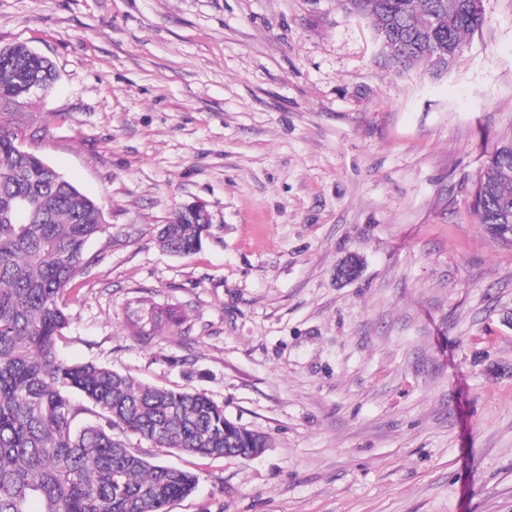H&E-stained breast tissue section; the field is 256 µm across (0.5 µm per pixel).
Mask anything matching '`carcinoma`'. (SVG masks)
Here are the masks:
<instances>
[{
	"label": "carcinoma",
	"instance_id": "cac0c4a2",
	"mask_svg": "<svg viewBox=\"0 0 512 512\" xmlns=\"http://www.w3.org/2000/svg\"><path fill=\"white\" fill-rule=\"evenodd\" d=\"M368 19L384 61L398 71L439 75L482 25L467 0H341ZM430 21L426 35L413 29ZM52 62L24 44L0 47V512H168L192 495L196 474L146 460L121 436L132 433L158 447L202 457L237 448L248 456L268 437L224 415L204 393L141 384L92 362L59 357L57 338L69 324L64 301L87 242L106 230L99 203L66 178H57L39 155L17 147L26 132L27 90H47ZM476 190L486 204L478 223L495 241L512 243V141L492 152ZM209 224H164L158 241L188 254L210 234ZM180 324L172 309L150 308L148 335ZM79 396L84 404L74 403ZM92 420L74 429L79 412Z\"/></svg>",
	"mask_w": 512,
	"mask_h": 512
}]
</instances>
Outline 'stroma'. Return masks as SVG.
Returning <instances> with one entry per match:
<instances>
[{
  "label": "stroma",
  "instance_id": "obj_1",
  "mask_svg": "<svg viewBox=\"0 0 512 512\" xmlns=\"http://www.w3.org/2000/svg\"><path fill=\"white\" fill-rule=\"evenodd\" d=\"M482 8L432 78L339 0H0V46L57 75L24 148L106 219L59 354L270 439L242 460L129 436L198 475L169 512H512V245L472 209L512 140V0ZM191 202L211 234L171 254L158 227ZM142 300L183 323L133 335Z\"/></svg>",
  "mask_w": 512,
  "mask_h": 512
}]
</instances>
